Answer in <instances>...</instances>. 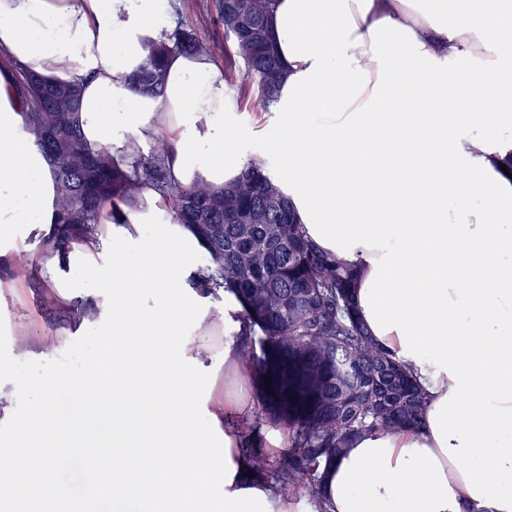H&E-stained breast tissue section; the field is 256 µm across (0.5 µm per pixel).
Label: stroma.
<instances>
[{"label":"stroma","mask_w":512,"mask_h":512,"mask_svg":"<svg viewBox=\"0 0 512 512\" xmlns=\"http://www.w3.org/2000/svg\"><path fill=\"white\" fill-rule=\"evenodd\" d=\"M175 12L177 27L202 38H216L217 29L212 21L216 0H175ZM225 91L238 102L237 125L243 132L240 147L243 152H252L258 146L257 132L272 126L276 115L270 112L257 117L249 108L241 80L226 83ZM60 295V290L50 288L36 272L27 276L20 287L0 288V392L10 393L19 381L28 385L27 392L12 402L14 416H21L39 401L42 382L56 369L64 367L73 373H81L88 361L103 352L98 337L75 334L72 322L53 303ZM19 323L30 330L29 354L20 361L12 355L14 327ZM46 325L52 328L57 340L52 350L43 345L41 330Z\"/></svg>","instance_id":"stroma-1"}]
</instances>
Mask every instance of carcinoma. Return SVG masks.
<instances>
[{
    "instance_id": "cac0c4a2",
    "label": "carcinoma",
    "mask_w": 512,
    "mask_h": 512,
    "mask_svg": "<svg viewBox=\"0 0 512 512\" xmlns=\"http://www.w3.org/2000/svg\"><path fill=\"white\" fill-rule=\"evenodd\" d=\"M272 0H227L218 22L231 41L226 53L230 79L236 65L254 88L250 108L269 112L279 103L284 68L274 38ZM213 55L215 46L195 34L176 30L144 45L145 56L130 75L140 92L164 91L162 63L172 51ZM22 71L16 91L24 125L45 157H53L55 220L43 247L54 249L95 233L106 199L130 207L149 183L173 199L181 223L202 233L206 211L213 239L205 246L200 284L214 298L225 292L241 306V333L235 349L253 368L261 413L288 428L283 461L272 468L257 450L253 417L240 422L243 451L253 474L272 479L280 492L295 496L308 483L318 512H326L322 482L326 469L362 436L420 427L426 400L416 376L396 355L380 346L358 316L355 271L310 239L288 197L274 177L247 166L234 182L216 190L206 183L181 185L169 180L165 156L154 148L133 165L116 162L108 149L84 140L79 120L51 112ZM283 201L279 208L272 198ZM250 210L264 222L244 225L229 216ZM271 385H265V382Z\"/></svg>"
}]
</instances>
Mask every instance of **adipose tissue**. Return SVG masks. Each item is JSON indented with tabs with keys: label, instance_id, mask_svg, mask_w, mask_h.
<instances>
[{
	"label": "adipose tissue",
	"instance_id": "ef3b65f1",
	"mask_svg": "<svg viewBox=\"0 0 512 512\" xmlns=\"http://www.w3.org/2000/svg\"><path fill=\"white\" fill-rule=\"evenodd\" d=\"M273 17L279 116L248 155L213 58L168 54L157 96L128 82L174 26V0H0V55L79 81L83 136L122 163L159 143L175 181L221 188L278 159L307 235L355 267L361 319L427 397L421 427L336 458L327 512H512V0H275ZM54 218L48 163L0 71V259L29 256L28 231ZM203 251L145 185L136 206L104 205L97 234L38 257L76 333L96 330L105 352L52 374L13 426L0 512H58L81 452L112 512H298L241 450L252 372L224 339L240 307L228 294L216 311L199 286ZM62 390L76 397L66 422Z\"/></svg>",
	"mask_w": 512,
	"mask_h": 512
}]
</instances>
